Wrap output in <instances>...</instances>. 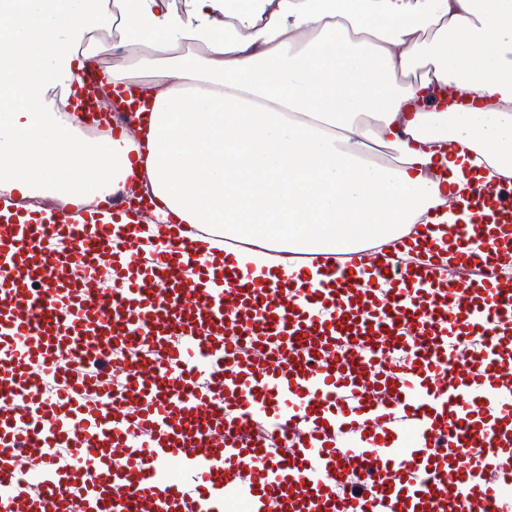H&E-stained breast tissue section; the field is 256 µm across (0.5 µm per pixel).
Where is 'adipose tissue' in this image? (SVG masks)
Listing matches in <instances>:
<instances>
[{"label":"adipose tissue","instance_id":"adipose-tissue-1","mask_svg":"<svg viewBox=\"0 0 512 512\" xmlns=\"http://www.w3.org/2000/svg\"><path fill=\"white\" fill-rule=\"evenodd\" d=\"M0 0V195H52L123 229L109 197L137 184L145 236L216 224L243 274H296L432 225L448 200L512 177V0ZM112 36L105 79L149 101L139 137L87 138L51 92ZM195 53L180 54L181 44ZM454 87L479 105L432 102ZM389 150L385 159L374 147Z\"/></svg>","mask_w":512,"mask_h":512}]
</instances>
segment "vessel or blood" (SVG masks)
I'll use <instances>...</instances> for the list:
<instances>
[{"label": "vessel or blood", "instance_id": "obj_1", "mask_svg": "<svg viewBox=\"0 0 512 512\" xmlns=\"http://www.w3.org/2000/svg\"><path fill=\"white\" fill-rule=\"evenodd\" d=\"M472 208L445 267L428 224L301 254L327 288L240 274L208 224L161 243L14 210L0 512H512V204Z\"/></svg>", "mask_w": 512, "mask_h": 512}]
</instances>
